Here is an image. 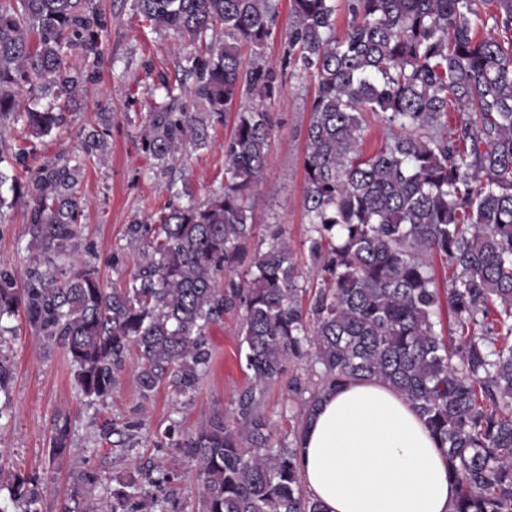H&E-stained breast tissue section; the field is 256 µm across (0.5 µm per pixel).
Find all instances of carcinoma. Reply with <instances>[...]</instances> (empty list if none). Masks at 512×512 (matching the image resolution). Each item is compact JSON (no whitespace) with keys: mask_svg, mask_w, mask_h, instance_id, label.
<instances>
[{"mask_svg":"<svg viewBox=\"0 0 512 512\" xmlns=\"http://www.w3.org/2000/svg\"><path fill=\"white\" fill-rule=\"evenodd\" d=\"M156 30L204 50L185 56V100L155 106L141 132L159 173H186V148L210 147L209 118L242 96L279 97L278 74L246 61L273 38L278 0H133ZM336 33L338 0H290L288 48L311 72L303 160L306 238L320 287L307 305L293 248L279 233L248 252L255 236L248 190L269 162L271 117L236 113L224 142V189L205 204L172 202L151 223L125 230L136 259L129 280L108 289L98 270L59 262L82 244V163L65 157L27 166L29 152L0 150V210L11 207L16 168L24 183L28 233L40 253L18 277L0 266V321L23 307L32 331L58 344L86 398L105 400L131 351L148 399L161 387L184 398L198 391L212 359L209 329L243 310L240 356L252 383L234 408L164 439L197 464V512H324L306 494L296 445L321 393L350 380L377 381L409 400L447 449L459 488L454 512H512V0H347ZM105 21L92 0H0V127L21 125L41 138L69 124L68 96L102 61ZM53 101L17 110V90ZM459 112L446 132L448 112ZM382 124V146L366 156V116ZM86 157L109 148L108 128L78 132ZM453 270L445 296L448 335L437 327L433 258ZM238 281L224 283V272ZM319 367L300 397L293 441L271 443L260 410L266 388L286 364ZM14 366L0 354V392ZM70 439L54 421L52 447ZM144 483L167 475L139 473ZM139 479V480H141ZM136 478L111 498L91 496L97 477H82L81 506L64 512H153ZM14 510L38 512L34 480L15 473Z\"/></svg>","mask_w":512,"mask_h":512,"instance_id":"obj_1","label":"carcinoma"}]
</instances>
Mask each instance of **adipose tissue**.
I'll return each mask as SVG.
<instances>
[{
  "instance_id": "ef3b65f1",
  "label": "adipose tissue",
  "mask_w": 512,
  "mask_h": 512,
  "mask_svg": "<svg viewBox=\"0 0 512 512\" xmlns=\"http://www.w3.org/2000/svg\"><path fill=\"white\" fill-rule=\"evenodd\" d=\"M298 456L304 489L325 512H453L445 451L385 385L357 380L323 392Z\"/></svg>"
}]
</instances>
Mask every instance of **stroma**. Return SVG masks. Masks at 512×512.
<instances>
[{
  "label": "stroma",
  "mask_w": 512,
  "mask_h": 512,
  "mask_svg": "<svg viewBox=\"0 0 512 512\" xmlns=\"http://www.w3.org/2000/svg\"><path fill=\"white\" fill-rule=\"evenodd\" d=\"M104 16L103 59L96 77L70 103L69 130L26 142L20 127L0 130V149L29 151V165L63 155L81 158L77 136L81 128L107 125L111 152L105 161L85 163L78 188L87 203L79 260L94 265L107 286L122 285L129 277L135 255L126 250L127 224L167 206L168 179L156 176L152 158L140 140L142 121L152 105V92L162 83L182 77L187 45L173 32H157L132 8V0H94ZM289 2L281 0L274 38L264 49L261 64L274 68L285 89L281 97L264 101L273 130L270 163L262 178L248 191L256 242L267 239V226L278 227L295 250L306 287L318 282L316 268L303 242L307 236L303 156L314 77L287 55ZM233 114L212 117L211 146L188 150L186 190L206 203L224 188L223 143L229 138ZM37 249L28 234L23 205L0 212V264L24 271ZM241 314L225 313L211 327L212 361L194 397L175 396L161 388L143 400L137 380V358L129 356L119 385L103 401L82 397L75 385L74 368L63 348L46 345L35 336L23 316L7 319L11 334L0 337V354L15 368L8 395L0 394V471L28 474L41 482L40 512H63L74 497L84 472L98 478L92 489L97 498L110 497L118 482L136 475L139 467L163 465L168 482L148 487L149 496L162 502L165 512H196L202 486L195 462L182 450L162 445L173 424L197 429L218 412L231 408L251 382V373L238 358ZM309 381L307 363L287 364L285 377L269 386L261 409L272 425L274 440H283L297 421L298 399L288 389L289 379ZM67 415L70 442L61 451L51 448L53 421ZM143 421L134 450L113 445L101 434L103 424L123 427Z\"/></svg>",
  "instance_id": "obj_1"
}]
</instances>
